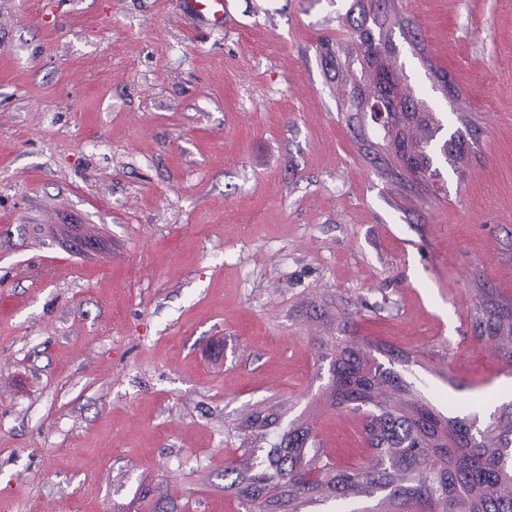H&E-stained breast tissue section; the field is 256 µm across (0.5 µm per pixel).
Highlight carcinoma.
Wrapping results in <instances>:
<instances>
[{"instance_id": "carcinoma-1", "label": "carcinoma", "mask_w": 512, "mask_h": 512, "mask_svg": "<svg viewBox=\"0 0 512 512\" xmlns=\"http://www.w3.org/2000/svg\"><path fill=\"white\" fill-rule=\"evenodd\" d=\"M395 14L386 0H351L348 41L322 44L335 70L343 112H384L372 131L399 167L419 182L440 177L469 148L442 133V120L419 99L393 42ZM478 341L512 357V321ZM331 395L341 410L367 409L366 459L340 466L308 425L291 426L225 460L243 512H302L316 503L373 501L361 512H512V401L488 420L447 417L414 396L396 373L337 340L330 347Z\"/></svg>"}]
</instances>
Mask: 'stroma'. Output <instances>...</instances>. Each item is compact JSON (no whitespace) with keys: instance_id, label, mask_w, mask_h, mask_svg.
Returning <instances> with one entry per match:
<instances>
[{"instance_id":"stroma-1","label":"stroma","mask_w":512,"mask_h":512,"mask_svg":"<svg viewBox=\"0 0 512 512\" xmlns=\"http://www.w3.org/2000/svg\"><path fill=\"white\" fill-rule=\"evenodd\" d=\"M394 5L472 144L430 189L337 108L343 0H0V512H241L255 413L360 448L338 338L444 415L512 400L474 337L512 309V0ZM187 12L212 25L224 24L226 0H185Z\"/></svg>"}]
</instances>
